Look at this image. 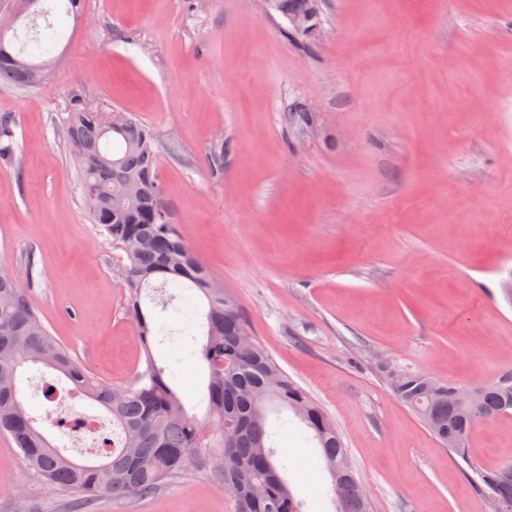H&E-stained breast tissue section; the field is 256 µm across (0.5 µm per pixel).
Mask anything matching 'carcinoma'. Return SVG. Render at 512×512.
Listing matches in <instances>:
<instances>
[{"label": "carcinoma", "instance_id": "obj_1", "mask_svg": "<svg viewBox=\"0 0 512 512\" xmlns=\"http://www.w3.org/2000/svg\"><path fill=\"white\" fill-rule=\"evenodd\" d=\"M271 9L305 13L313 0H270ZM25 49L14 50L0 33V82L35 87L43 81ZM13 121L0 117V165L16 162ZM62 134L72 148L82 179L83 200L100 234L121 250L127 311L136 323L144 369L115 386L92 376L68 347L52 336L16 277L0 270V433L8 435L25 467L50 492L77 490L84 504L103 495L141 499L164 488L193 465L217 479L237 512H303L283 477L287 463L268 445V412L293 413L317 443L332 477L334 501L341 512H372L336 424L293 381L266 349L248 335L245 318L224 285L187 246L178 226L160 223L154 213H169L158 174L157 136L135 114L101 112L74 98L62 119ZM187 288L204 299L205 342L199 355L208 369L206 418L190 414L172 382V371L153 354V314L149 297L167 309L176 295L168 286ZM42 365L65 377L73 389L111 416L112 445L91 458L74 459L37 426L20 394V376ZM394 395L411 408L438 441L469 462L472 432L469 412L477 406L487 417L512 412V371L477 386L471 402L464 384L438 381L420 371H403L390 382ZM477 492L487 506L512 502V461L473 469Z\"/></svg>", "mask_w": 512, "mask_h": 512}]
</instances>
